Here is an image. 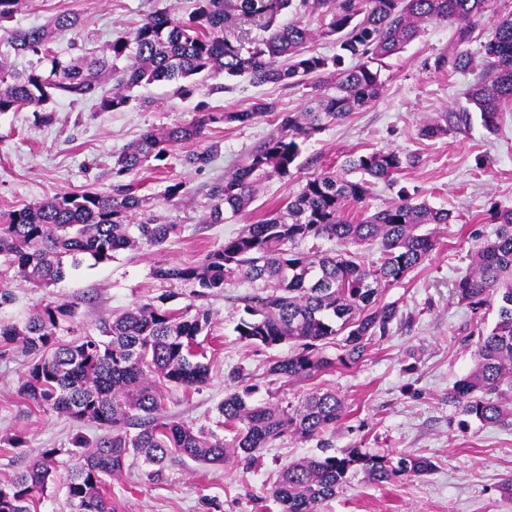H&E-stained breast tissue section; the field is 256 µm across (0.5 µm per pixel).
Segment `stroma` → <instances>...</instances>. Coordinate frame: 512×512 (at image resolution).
Wrapping results in <instances>:
<instances>
[{
    "instance_id": "1",
    "label": "stroma",
    "mask_w": 512,
    "mask_h": 512,
    "mask_svg": "<svg viewBox=\"0 0 512 512\" xmlns=\"http://www.w3.org/2000/svg\"><path fill=\"white\" fill-rule=\"evenodd\" d=\"M194 0H23L14 23L40 26L62 11L78 13L83 34L58 35L55 50L69 51L77 42L102 50L117 35L132 30L142 15L155 10L188 15ZM455 46V29L432 22L381 68V97L346 120L331 125L305 142L290 176L270 181L247 214L222 224L203 221L211 185L230 174L268 137L278 124L263 117L251 125L215 124L201 138L176 147L160 173L137 174L139 192L151 199L163 221L180 231L160 246L146 244L120 251L111 261L82 266L63 282L38 288L13 284L14 300L0 307V318L18 319L51 301L77 307V319L89 333L102 320L137 302L166 298L179 308L192 302L189 287L163 283L152 276L160 263L201 261L210 251L261 218L265 211L296 194L309 177L342 164L347 154L397 150L416 154L419 163L400 175L397 184H376L366 199L368 211L396 201L400 191L431 206L450 210L451 223L435 226L437 244L400 284L384 289L381 300L396 304L403 318L389 336L352 368H335L292 384L271 381L274 360L288 356L293 344L254 346L239 340L234 327L243 297L254 294L249 283L235 281L223 294L206 299L213 317L204 343L210 365L207 385L197 390L173 388L165 393L167 415L196 427L213 426L216 407L235 384V374L256 385L255 401L268 399L276 386L282 402L298 403L316 390H333L344 400L347 414L329 436L333 448L365 446L385 454L410 452L432 460L426 475L382 485L356 477L324 512H512L501 483L512 478V426H484L464 421L448 398L453 384L473 366L472 344L478 330L490 326L496 311H471L452 293L466 271L469 254L496 226L492 212L512 209V113L497 133L479 119L460 132L423 138L421 123L444 112L467 108L465 92L483 71L475 66L464 74L442 75L429 66L436 54ZM210 106L243 109L255 99L276 100L282 112L308 106L312 90L305 85L252 84L249 78H211ZM134 103L120 111L100 112L92 103L57 100L51 122L37 119L32 109L0 113V212L33 204L61 192L112 188V168L118 154L143 132L191 123L196 98H182L170 84L133 88ZM150 106L143 107L139 98ZM221 151L207 167L183 166L179 158L209 143ZM172 182L183 183L173 201L162 197ZM35 360L20 349L0 356V483H7L44 448L60 449V482L37 504V512H63L69 439L76 431L95 437L92 425L77 426L64 416L29 406L19 393L22 377ZM21 437L22 447L10 445ZM316 441L285 436L263 449L260 465L236 460L223 465L200 464L177 456L154 477H146L141 461L107 481L114 512H280L269 491L280 468L316 453Z\"/></svg>"
}]
</instances>
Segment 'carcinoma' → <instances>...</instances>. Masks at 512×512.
<instances>
[{"label": "carcinoma", "mask_w": 512, "mask_h": 512, "mask_svg": "<svg viewBox=\"0 0 512 512\" xmlns=\"http://www.w3.org/2000/svg\"><path fill=\"white\" fill-rule=\"evenodd\" d=\"M493 0H195L188 19L155 11L132 32L112 39L100 56L71 57L49 47L50 29L78 32L83 21L62 12L46 26L8 27L21 0H0V34L18 54L35 58L24 71L0 59V112L32 107L52 120L57 99L92 101L101 111H116L131 101V89L174 83L184 98L204 97L212 89L195 76H246L255 84L294 86L313 77V102L302 112L282 114L275 101L258 99L245 109L224 111L202 100L197 117L162 131H147L124 148L112 168L109 193L65 192L0 216V305L12 301L10 282L49 287L91 261L97 265L140 242L161 245L178 232L148 209L131 177L161 170L182 143L197 140L214 124L247 126L261 117L280 120L279 131L232 173L213 184L205 222L222 224L247 210L264 183L291 173L301 144L329 125L375 103L382 93L379 65L420 33L422 24L439 21L456 27V47L436 55L429 66L443 75L473 68L467 45L490 22L493 36L480 43L484 75L466 92L482 126L499 129L504 110L512 111V13H491ZM296 19L281 23L282 15ZM321 17V35L336 37L332 57L308 55L312 31L307 14ZM115 80L112 93L102 81ZM472 120L468 110L423 121L419 135L445 137ZM220 143L181 157L183 165L202 169L218 154ZM419 157L398 152L353 153L341 171L306 180L283 206L268 211L236 237L209 251L194 265L162 264L155 279L194 288V296L224 293L232 281L261 291L242 298L243 314L235 332L248 344L295 350L277 359L269 374L288 382L309 379L333 368L358 364L390 334L400 318L393 303L380 302L382 291L403 281L435 249L431 224H448L451 213L408 193L360 218L343 213L346 203L362 204L378 181H390L416 166ZM139 219L134 224L132 220ZM494 237L471 253L470 272L454 283L458 302L473 310L497 305L493 325L477 333L473 369L448 391L463 415L483 425L507 424L512 403V209L496 213ZM335 240L339 250L300 248L309 240ZM376 242L378 261L367 265L351 245ZM76 307L51 301L22 320H0V351L21 348L41 355L20 387L29 404L94 424L103 434L93 440L77 432L71 445L76 463L66 482L65 512H112L103 493V477L120 474L129 459L162 469L174 455L202 464L230 458L249 463L272 441L291 436L319 440L320 453L290 462L279 471L270 497L280 512H322L358 474L373 484L423 475L433 463L423 457L396 456L348 448L329 453L320 437L336 429L344 404L332 392H313L300 404H256L254 386L241 384L218 405L227 440L162 414L155 379L185 390L209 381L198 337L211 331V310L190 303L182 308L136 303L104 321L98 334L80 329ZM68 335L71 340L61 339ZM336 345V355L325 352ZM59 452L44 448L25 468L0 484V512H35L36 499L56 483Z\"/></svg>", "instance_id": "obj_1"}]
</instances>
